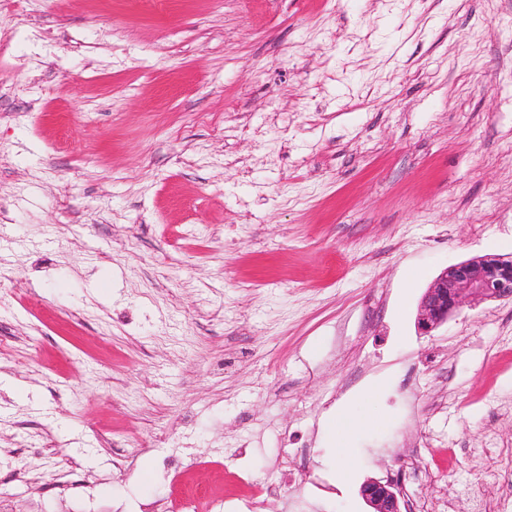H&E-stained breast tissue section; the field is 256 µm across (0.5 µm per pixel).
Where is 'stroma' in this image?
<instances>
[{
    "instance_id": "1",
    "label": "stroma",
    "mask_w": 512,
    "mask_h": 512,
    "mask_svg": "<svg viewBox=\"0 0 512 512\" xmlns=\"http://www.w3.org/2000/svg\"><path fill=\"white\" fill-rule=\"evenodd\" d=\"M485 255L512 0H0V512H497L512 301L417 327ZM380 420L371 415H358L353 413L350 406L344 407L336 419L331 423L332 436L337 443L342 466L336 471V482L339 485H349L354 478V469L350 464L347 445L353 431L378 427ZM360 493L372 509L367 512H403L401 511L403 495L397 481H367L361 486Z\"/></svg>"
}]
</instances>
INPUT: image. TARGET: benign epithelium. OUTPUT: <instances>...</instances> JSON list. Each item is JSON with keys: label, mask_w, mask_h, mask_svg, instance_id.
<instances>
[{"label": "benign epithelium", "mask_w": 512, "mask_h": 512, "mask_svg": "<svg viewBox=\"0 0 512 512\" xmlns=\"http://www.w3.org/2000/svg\"><path fill=\"white\" fill-rule=\"evenodd\" d=\"M512 299V259L486 255L445 268L426 289L418 306V329L429 334L464 304ZM370 512H401L402 490L394 480L367 481L360 488Z\"/></svg>", "instance_id": "benign-epithelium-1"}]
</instances>
